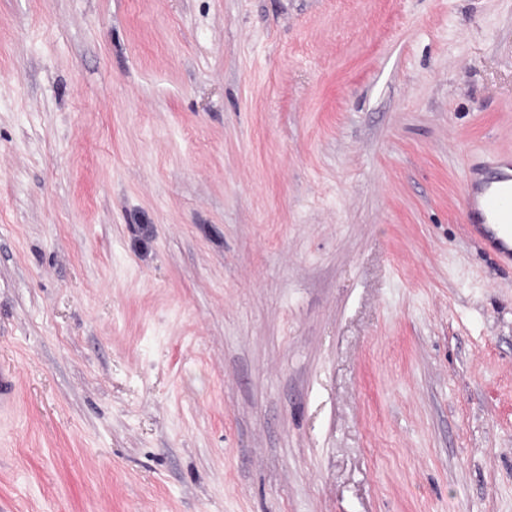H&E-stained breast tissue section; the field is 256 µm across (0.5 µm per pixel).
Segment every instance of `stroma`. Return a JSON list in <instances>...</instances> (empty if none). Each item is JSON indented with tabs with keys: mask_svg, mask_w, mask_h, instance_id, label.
I'll list each match as a JSON object with an SVG mask.
<instances>
[{
	"mask_svg": "<svg viewBox=\"0 0 512 512\" xmlns=\"http://www.w3.org/2000/svg\"><path fill=\"white\" fill-rule=\"evenodd\" d=\"M512 0H0V512H512ZM504 167L511 173L503 171ZM463 204L468 232L501 261L511 264L512 160L492 155L470 167Z\"/></svg>",
	"mask_w": 512,
	"mask_h": 512,
	"instance_id": "1",
	"label": "stroma"
}]
</instances>
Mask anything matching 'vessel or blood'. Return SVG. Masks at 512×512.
<instances>
[{
  "label": "vessel or blood",
  "instance_id": "vessel-or-blood-1",
  "mask_svg": "<svg viewBox=\"0 0 512 512\" xmlns=\"http://www.w3.org/2000/svg\"><path fill=\"white\" fill-rule=\"evenodd\" d=\"M469 233L512 263V159L493 155L470 167L463 198Z\"/></svg>",
  "mask_w": 512,
  "mask_h": 512
}]
</instances>
